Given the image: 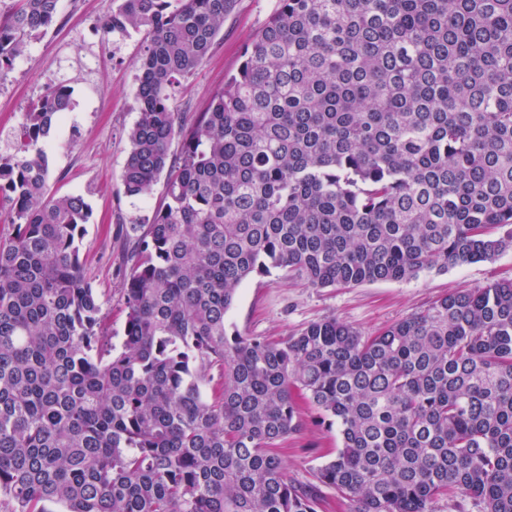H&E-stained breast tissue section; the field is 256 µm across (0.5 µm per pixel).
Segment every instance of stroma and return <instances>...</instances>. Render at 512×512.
Here are the masks:
<instances>
[{"label": "stroma", "instance_id": "1", "mask_svg": "<svg viewBox=\"0 0 512 512\" xmlns=\"http://www.w3.org/2000/svg\"><path fill=\"white\" fill-rule=\"evenodd\" d=\"M277 0H234L211 56L181 79L172 95L178 122L191 126L211 98L237 72L244 48L275 9ZM112 0H60L53 26L29 40L25 54L0 73V154L14 150L11 136L31 103L47 85L72 91L71 107L45 141L51 191L83 192L92 215L80 240L84 272L100 303L102 326L113 341L125 327V276L132 264L135 227L150 223L164 201L165 183L157 181L144 198L127 196L123 172L129 155L128 132L137 118L136 61L145 32L104 34L100 24ZM512 279V250L492 261L422 272L400 282L366 283L349 288H313L279 272L255 275L239 288L227 325L245 336L283 341L327 316L362 332L379 331L451 291L480 288ZM303 430L290 435L280 454L290 479L314 480L317 468L340 445L336 427L317 411L304 408Z\"/></svg>", "mask_w": 512, "mask_h": 512}]
</instances>
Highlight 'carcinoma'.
Returning a JSON list of instances; mask_svg holds the SVG:
<instances>
[{
  "mask_svg": "<svg viewBox=\"0 0 512 512\" xmlns=\"http://www.w3.org/2000/svg\"><path fill=\"white\" fill-rule=\"evenodd\" d=\"M232 6L112 0L105 17L147 35L125 193L166 179L120 346L83 271L89 205L49 190L43 142L70 88L49 84L0 155V496L13 512H316L279 452L303 399L341 437L316 482L353 512H512L511 279L370 334L332 316L285 341L226 328L253 274L350 287L512 249V0H277L185 130L173 89ZM58 11L14 0L0 70Z\"/></svg>",
  "mask_w": 512,
  "mask_h": 512,
  "instance_id": "obj_1",
  "label": "carcinoma"
}]
</instances>
